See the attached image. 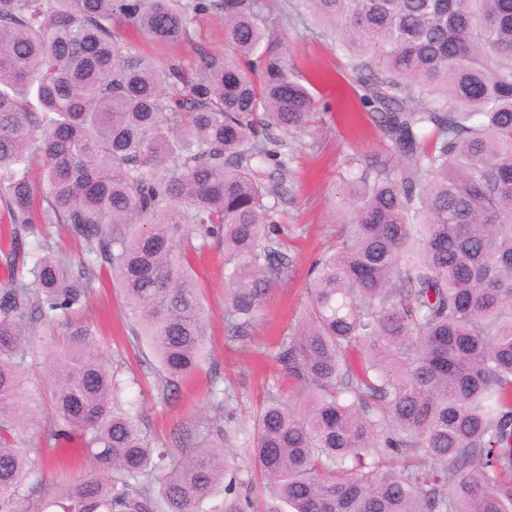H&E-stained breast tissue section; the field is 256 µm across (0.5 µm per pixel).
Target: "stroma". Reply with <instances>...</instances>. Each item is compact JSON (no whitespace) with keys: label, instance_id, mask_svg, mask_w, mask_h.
<instances>
[{"label":"stroma","instance_id":"35a3bbf8","mask_svg":"<svg viewBox=\"0 0 512 512\" xmlns=\"http://www.w3.org/2000/svg\"><path fill=\"white\" fill-rule=\"evenodd\" d=\"M286 52L296 59L301 74H329V81L318 86L317 91L330 110L302 137L288 139L296 147L294 174L285 186L286 200L278 208L291 263L287 271L279 274L265 310L248 336L235 339L227 331L224 249L216 242H208L194 264L203 302L211 316L208 353L195 374L175 387L163 388L147 348L132 334L117 289L105 278L68 323L51 328L37 326L34 336L29 337L34 360L27 372L29 391L19 402L21 414L36 415L44 428L54 422L42 360L53 348L79 343L104 353L124 384L122 402L135 403L138 421L154 447L169 449L176 456L220 432L229 459L238 466L248 464L253 418L264 400L274 395L289 406H297L295 387L277 359V343L304 320L309 270L335 241L336 210L342 193L339 172L345 154L369 155L380 150L383 140L367 113L347 114L342 110L356 83L352 72L344 67L341 50L300 28L289 31ZM213 388L231 394L230 410L215 409L209 394ZM89 470L86 461L77 466L47 465L44 480L29 483L20 512H43L50 500L69 484L83 479Z\"/></svg>","mask_w":512,"mask_h":512}]
</instances>
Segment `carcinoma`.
Returning a JSON list of instances; mask_svg holds the SVG:
<instances>
[{
  "label": "carcinoma",
  "instance_id": "obj_1",
  "mask_svg": "<svg viewBox=\"0 0 512 512\" xmlns=\"http://www.w3.org/2000/svg\"><path fill=\"white\" fill-rule=\"evenodd\" d=\"M0 0V512H19L43 453L77 445L94 473L60 512L257 507L290 512H512V0ZM224 23V53L197 43ZM312 17L346 51L387 148L346 157L348 205L315 262L309 312L278 346L298 408L257 411L246 468L224 445L155 448L98 349L45 355L57 425L34 417L26 337L81 307L108 271L165 386L203 360L191 257L224 244L228 332L245 335L289 265L274 218L319 109L282 51ZM187 42L189 62L133 50ZM40 224L82 244L78 261ZM201 244H195V241Z\"/></svg>",
  "mask_w": 512,
  "mask_h": 512
}]
</instances>
